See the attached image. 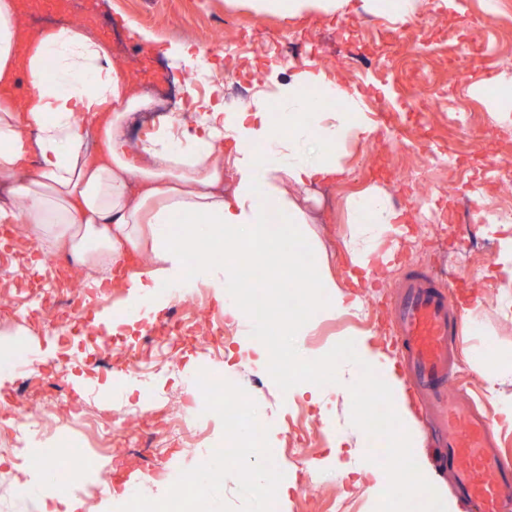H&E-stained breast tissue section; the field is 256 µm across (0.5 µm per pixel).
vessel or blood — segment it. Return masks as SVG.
<instances>
[{"instance_id": "obj_1", "label": "vessel or blood", "mask_w": 512, "mask_h": 512, "mask_svg": "<svg viewBox=\"0 0 512 512\" xmlns=\"http://www.w3.org/2000/svg\"><path fill=\"white\" fill-rule=\"evenodd\" d=\"M398 354L413 389L428 402L427 431L439 462L454 471L457 495L472 512H512V462L491 419L469 394L448 404L445 391L459 378L454 367L458 320L441 282L423 269L410 271L394 307Z\"/></svg>"}]
</instances>
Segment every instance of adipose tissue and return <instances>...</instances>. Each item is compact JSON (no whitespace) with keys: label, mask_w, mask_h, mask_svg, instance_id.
Returning a JSON list of instances; mask_svg holds the SVG:
<instances>
[{"label":"adipose tissue","mask_w":512,"mask_h":512,"mask_svg":"<svg viewBox=\"0 0 512 512\" xmlns=\"http://www.w3.org/2000/svg\"><path fill=\"white\" fill-rule=\"evenodd\" d=\"M259 10L284 19L308 13L333 14L351 0H256ZM21 0H0V221L27 225L51 248L70 251L82 268L108 270L124 291V306L137 312L161 305L155 286L184 281L213 290L225 316L250 327L249 300L237 287L241 263L269 271L266 311L276 316L278 335L253 351L256 364L278 361L283 337L307 335L313 317L359 311L358 293L379 256L397 261L389 242L403 221L385 191L368 190L348 202L354 226L353 291L343 290L321 259H307L294 245L312 218L286 186L299 189L328 183L345 171L342 148L369 140L376 129L366 120L358 93L328 81L321 71L301 69L278 83L273 95H257L250 105L221 104L198 113L183 128L182 148L173 152L167 129L130 144L125 126L150 99L112 63L106 50L82 27L71 24L35 30L20 24ZM33 86L18 96L21 78ZM335 98L324 111L312 93ZM39 168L28 175L30 157ZM205 264L188 269V254ZM147 257L148 275L131 270L133 258ZM294 273L308 311L299 315L279 300L283 277ZM365 372L352 374L330 362L343 396L367 387L392 397L399 456L413 459L412 472L396 469L397 489L415 488L460 512L447 492L433 485L416 456L419 435L395 374L367 378L383 352L356 349ZM31 484L47 512H78L81 501L68 484L57 482L50 464L31 472Z\"/></svg>","instance_id":"ef3b65f1"}]
</instances>
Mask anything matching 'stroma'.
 I'll list each match as a JSON object with an SVG mask.
<instances>
[{
  "label": "stroma",
  "mask_w": 512,
  "mask_h": 512,
  "mask_svg": "<svg viewBox=\"0 0 512 512\" xmlns=\"http://www.w3.org/2000/svg\"><path fill=\"white\" fill-rule=\"evenodd\" d=\"M484 10V0H419L416 11L402 20L360 6L350 13L307 14L287 21L258 11L254 0H65L61 6L55 0H28L27 25L58 28L81 22L116 65L138 69L142 91L154 100L167 91L169 76L179 72L168 54L174 43L203 53L210 70L243 84L258 79L270 87L311 66L359 92L378 134L369 141L347 143L345 173L334 184L314 187L307 204L317 222L310 225L303 248L326 259L338 282H345L350 266L348 198L382 188L410 220L408 234L399 239L401 262L371 281L361 313L320 318L309 336L286 337L281 365L250 362L240 351L245 338L237 325L232 340L222 347L199 343L202 331L225 323L224 311L208 288L190 293L208 317L183 335L176 357L167 354L168 339L159 322L121 336V343H138L143 361L153 366L149 373H118L98 366L97 357L112 348L110 331L94 323L96 310L81 307L77 318L55 322L36 309L21 320L0 315V349L22 353L28 331L41 347L66 345L64 364L52 357L30 363L35 374L58 378L61 389L52 398L60 404L106 420L143 397L160 406L191 393L196 396L194 409L184 419L188 440L172 444L162 472L154 475L146 469L155 459L157 441L165 437L163 429H155L150 438L114 441L113 451L107 452L92 432L70 426L61 448L79 450L87 460L74 482L83 512H169L184 477L206 467L231 413L238 414V428L249 429L250 435L238 458L227 460L209 496L190 497L185 512H410L413 505L424 503V495L411 491L394 500L385 494L392 483L395 429L388 419L390 401L370 402L366 418L382 414L387 422L370 426L362 439H355L358 402L335 396L334 384L322 374L325 361L339 347L351 371L360 372L354 348L363 338L395 354L392 307L401 280L417 267L447 282L455 316L471 314L481 325V334L460 335L458 369L512 452V424L504 421L502 402L488 394L475 364L476 354L488 348L512 353V319L498 310L502 280L496 268L498 239L512 235V222L489 234L479 219L480 211L501 196L496 173L512 165V127L499 125L485 101L473 93L478 83L512 76V10L479 31L474 23ZM134 24L149 32L150 40L133 38ZM217 35L228 41L246 37L259 51L225 59L212 44ZM476 39L494 45L495 53L476 55L466 71H456L453 58ZM416 69L432 81L428 112L412 107L408 75ZM422 167L429 168L436 185L431 206L442 217L438 224L425 223L406 177ZM24 235V225H8L11 261L0 268V278L17 297L26 296L42 270L38 241L25 240ZM287 369L294 377L285 386L281 375ZM309 380L331 394L326 408L301 395ZM255 444L282 449L281 464L273 472L277 486L258 489L239 474V458L250 457ZM0 471L9 475L0 482V512H44L39 497L25 486L26 468L0 456ZM127 481L133 484L128 501L109 502L96 493L103 483L118 488Z\"/></svg>",
  "instance_id": "obj_1"
}]
</instances>
